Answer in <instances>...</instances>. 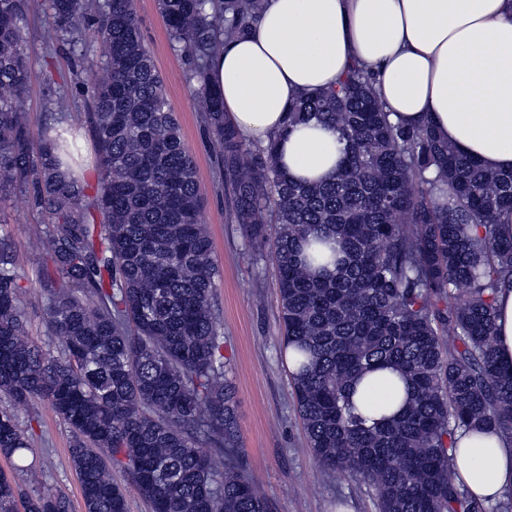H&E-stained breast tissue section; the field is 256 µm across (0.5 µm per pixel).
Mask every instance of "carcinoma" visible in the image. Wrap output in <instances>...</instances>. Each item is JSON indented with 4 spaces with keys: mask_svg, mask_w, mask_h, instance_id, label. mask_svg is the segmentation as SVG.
<instances>
[{
    "mask_svg": "<svg viewBox=\"0 0 512 512\" xmlns=\"http://www.w3.org/2000/svg\"><path fill=\"white\" fill-rule=\"evenodd\" d=\"M160 0L224 164L233 219L254 257L274 250L283 348L308 445L322 467L367 485L376 512H487L452 478L456 433L493 429L512 441V370L495 349V295L512 278V171L484 168L427 125L393 124L357 65L288 108V126L317 119L346 143L329 181H294L276 144L253 145L224 121L206 84L219 37L258 19L264 0ZM62 44L91 32L98 55L77 62L95 146V194L69 170L75 144L49 117L19 111L30 69V0H0V198L23 193L41 214L38 265L45 335L29 333L24 260L0 232V397L48 403L67 424L84 512H275L240 443L235 389L214 296L220 270L201 218L196 162L143 41L135 0H44ZM274 215L271 223L263 214ZM345 254L318 271L320 247ZM448 336V346L441 337ZM398 371L404 410L380 427L354 412L355 379ZM34 439L0 410V455L24 460ZM207 452H202V449ZM128 477L124 485L112 468ZM0 512H68L0 470Z\"/></svg>",
    "mask_w": 512,
    "mask_h": 512,
    "instance_id": "obj_1",
    "label": "carcinoma"
}]
</instances>
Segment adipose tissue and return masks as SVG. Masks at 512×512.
<instances>
[{
  "instance_id": "adipose-tissue-1",
  "label": "adipose tissue",
  "mask_w": 512,
  "mask_h": 512,
  "mask_svg": "<svg viewBox=\"0 0 512 512\" xmlns=\"http://www.w3.org/2000/svg\"><path fill=\"white\" fill-rule=\"evenodd\" d=\"M355 64L373 74L392 122L430 124L461 153L512 170V0H265L256 23L213 54L207 80L244 138L275 141L282 171L319 182L336 173L345 144L315 120L288 126V107ZM495 308L498 360L512 368V283L499 287ZM407 398L393 370L354 384L370 426ZM452 477L477 501L496 503L512 489V441L459 431Z\"/></svg>"
}]
</instances>
